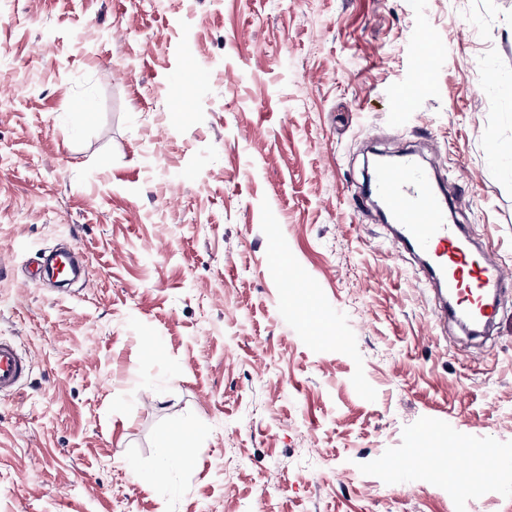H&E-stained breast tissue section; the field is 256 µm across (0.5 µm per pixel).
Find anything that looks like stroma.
Returning <instances> with one entry per match:
<instances>
[{"instance_id":"35a3bbf8","label":"stroma","mask_w":512,"mask_h":512,"mask_svg":"<svg viewBox=\"0 0 512 512\" xmlns=\"http://www.w3.org/2000/svg\"><path fill=\"white\" fill-rule=\"evenodd\" d=\"M371 144L512 269V0H0V512H512V290L460 352L349 201ZM73 244L87 285L37 275ZM30 367V360L15 342L0 340V392L14 391Z\"/></svg>"}]
</instances>
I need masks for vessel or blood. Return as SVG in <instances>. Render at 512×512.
I'll return each mask as SVG.
<instances>
[{"instance_id": "1", "label": "vessel or blood", "mask_w": 512, "mask_h": 512, "mask_svg": "<svg viewBox=\"0 0 512 512\" xmlns=\"http://www.w3.org/2000/svg\"><path fill=\"white\" fill-rule=\"evenodd\" d=\"M370 191L385 204L397 228L393 248L407 246L427 256V276L437 282L443 298L437 323L493 326L499 315L498 298L512 283V274L492 251L477 248L464 236L460 225L449 223L436 175L416 155L406 153L396 164L373 169ZM48 266L65 281L84 272L74 250L51 257ZM30 367L15 342L0 340V392L14 391Z\"/></svg>"}]
</instances>
